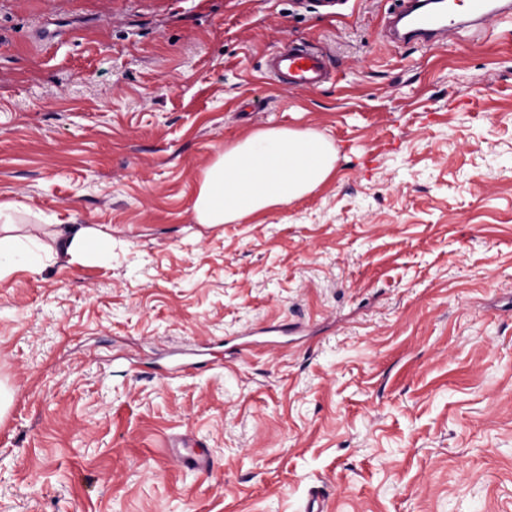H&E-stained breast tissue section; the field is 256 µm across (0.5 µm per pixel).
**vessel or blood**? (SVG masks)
Here are the masks:
<instances>
[{"instance_id":"b4317fda","label":"vessel or blood","mask_w":512,"mask_h":512,"mask_svg":"<svg viewBox=\"0 0 512 512\" xmlns=\"http://www.w3.org/2000/svg\"><path fill=\"white\" fill-rule=\"evenodd\" d=\"M505 11L495 0H396L385 28L392 40L433 45L455 37L463 27L488 25ZM264 73L291 90L318 89L336 79L330 56L301 40L268 54Z\"/></svg>"}]
</instances>
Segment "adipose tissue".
Listing matches in <instances>:
<instances>
[{
    "mask_svg": "<svg viewBox=\"0 0 512 512\" xmlns=\"http://www.w3.org/2000/svg\"><path fill=\"white\" fill-rule=\"evenodd\" d=\"M336 153L307 131L268 129L229 147L205 170L193 204L199 223L209 226L243 219L316 189L332 173ZM13 203L0 204V280L16 270L37 269L46 256L39 236H20L12 222ZM58 256L68 262L107 254L110 235L74 224L59 230Z\"/></svg>",
    "mask_w": 512,
    "mask_h": 512,
    "instance_id": "adipose-tissue-1",
    "label": "adipose tissue"
}]
</instances>
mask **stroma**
Instances as JSON below:
<instances>
[{
    "label": "stroma",
    "mask_w": 512,
    "mask_h": 512,
    "mask_svg": "<svg viewBox=\"0 0 512 512\" xmlns=\"http://www.w3.org/2000/svg\"><path fill=\"white\" fill-rule=\"evenodd\" d=\"M390 5L0 0V203L112 235L0 281V512H512V22L426 49ZM289 39L335 83L265 78ZM273 127L330 177L199 223Z\"/></svg>",
    "instance_id": "35a3bbf8"
}]
</instances>
